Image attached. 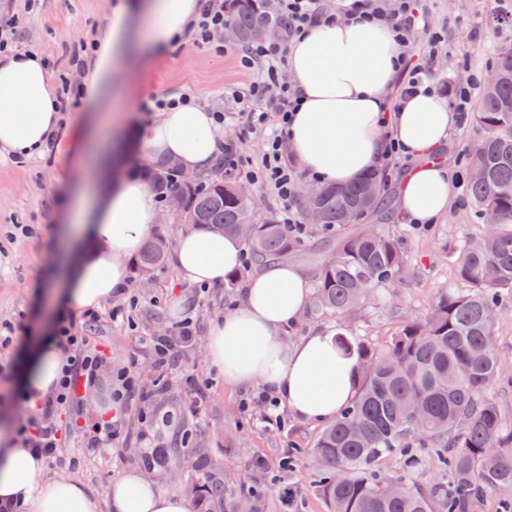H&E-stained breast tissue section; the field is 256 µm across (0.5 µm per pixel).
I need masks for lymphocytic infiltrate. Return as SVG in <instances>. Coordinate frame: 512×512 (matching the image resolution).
<instances>
[{
	"instance_id": "obj_1",
	"label": "lymphocytic infiltrate",
	"mask_w": 512,
	"mask_h": 512,
	"mask_svg": "<svg viewBox=\"0 0 512 512\" xmlns=\"http://www.w3.org/2000/svg\"><path fill=\"white\" fill-rule=\"evenodd\" d=\"M276 8L287 17L288 32L278 41H261L242 50V64L257 69L258 74L246 91L234 94L233 100L242 124L263 140L258 164L244 171L245 177L278 201L281 224L291 237L300 239L307 226L295 201L304 175L284 157L289 118L297 105V89L288 79V53L295 38L340 14L349 19L370 15L393 26L402 47V80L383 118L388 132L403 100L420 88L431 87L433 66L443 47L439 37L431 33L416 0H342L338 14L324 9L321 0H278ZM54 339L66 355L62 376L55 391L18 428L23 447L49 462L60 457L67 438L66 425L77 422V409L96 384L104 359L103 352L91 345L89 336L70 316H62ZM196 341V324L190 315L165 332L140 339L161 371L174 365L179 353L194 347Z\"/></svg>"
}]
</instances>
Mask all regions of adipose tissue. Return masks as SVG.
Instances as JSON below:
<instances>
[{
    "instance_id": "obj_1",
    "label": "adipose tissue",
    "mask_w": 512,
    "mask_h": 512,
    "mask_svg": "<svg viewBox=\"0 0 512 512\" xmlns=\"http://www.w3.org/2000/svg\"><path fill=\"white\" fill-rule=\"evenodd\" d=\"M198 0H117L109 27L93 44L80 94L95 111L111 105L112 75L167 51L199 13ZM401 48L390 25L363 17L310 29L296 41L288 68L300 104L289 143L308 172L326 185L346 186L377 173L386 138L380 122L386 92L400 68ZM61 104L42 55L0 54V151L30 159L57 133ZM459 116L432 91L406 100L394 118L395 137L419 165L403 178L400 205L408 219L435 223L455 198L454 184L435 153ZM224 141L214 112L196 103L161 110L114 132L117 172L106 193L75 182L59 232L65 250L42 286L41 297L64 312L93 310L128 286V261L159 219L154 193L130 170L131 156L163 160L181 169L211 170ZM239 239L189 230L173 247L177 277L190 285H220L240 267ZM312 298L308 275L285 261L258 269L241 304L212 326L206 359L226 384L258 386L295 417L335 418L357 394V363L337 353L332 334L314 330L289 341ZM65 364L52 337L33 335L17 369L22 392L41 400L55 389ZM23 512H97L80 482L47 476L43 460L22 448L11 427L0 430V500ZM109 512H190L185 498L161 491L139 471L111 483Z\"/></svg>"
}]
</instances>
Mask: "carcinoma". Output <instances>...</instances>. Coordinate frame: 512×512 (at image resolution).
<instances>
[{
  "instance_id": "carcinoma-1",
  "label": "carcinoma",
  "mask_w": 512,
  "mask_h": 512,
  "mask_svg": "<svg viewBox=\"0 0 512 512\" xmlns=\"http://www.w3.org/2000/svg\"><path fill=\"white\" fill-rule=\"evenodd\" d=\"M228 24L247 47L262 38L267 26L288 30V19L273 12L272 0H224ZM498 84L485 88L474 121L481 140L468 154L471 168L487 176L469 180L468 195L478 218L491 211L497 224L490 233L469 239L455 250L456 279L464 288L440 293L428 312L408 322L377 355L361 343L336 337V348L359 359L361 371L353 404L317 436L306 456L320 457L315 468L319 492L328 512H471L488 495L500 497L501 512H512V425L505 423L489 395L499 376L494 345L497 308L512 292V46L496 53ZM153 188L165 201L179 198L180 219L193 229L219 227L239 236V225L252 226L243 239L253 257L263 261L288 256L294 242L275 219L259 213L253 196L226 170L180 181L179 168L166 163L150 170ZM372 174L348 186L322 189L315 206L320 224L346 228L355 214L379 207L362 202ZM169 241L158 233L145 244L135 266L149 273L164 260ZM403 240L380 226L338 238L336 248L319 262L314 309L336 317L391 285L406 264ZM440 446L437 457L451 481L421 488L407 472L388 483L376 478L377 463L404 456L411 448ZM202 512L217 504L237 512L238 499L226 492L224 469L211 466L195 487Z\"/></svg>"
}]
</instances>
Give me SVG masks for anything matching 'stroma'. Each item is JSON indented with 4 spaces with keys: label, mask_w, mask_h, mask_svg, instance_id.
<instances>
[{
    "label": "stroma",
    "mask_w": 512,
    "mask_h": 512,
    "mask_svg": "<svg viewBox=\"0 0 512 512\" xmlns=\"http://www.w3.org/2000/svg\"><path fill=\"white\" fill-rule=\"evenodd\" d=\"M111 3L112 0H0V43L12 44L17 51L40 52L54 81L77 85L84 71L72 66V55L107 25ZM419 8L430 27L443 32L448 46L447 54L438 57L433 74L440 95H447L451 86L465 83L472 72L488 73L498 47L512 43V0H419ZM237 49L233 43L219 52L198 45L190 34H183L178 44L149 65L118 77L124 102L112 107L111 116L129 115L143 120L147 117L141 109L143 101L184 93L205 102L212 110L227 109L228 96L245 91L253 79L252 72L240 65ZM85 111L84 102L66 99L62 124L41 157L19 164L14 157L0 154V325H10L13 336L8 348H0V408L9 407L15 422L25 417L27 409L8 400L9 391L15 387L12 375L21 348L46 323V309L38 304L34 293L47 278L57 252L65 211L62 189L75 174L74 152L85 146L77 130ZM399 184V179H389L381 191L392 205L388 218L377 213L366 218L367 223L384 224L389 232L404 237L407 263L398 282L382 289L374 301L341 318L306 309L299 322L290 327L291 337H300L312 328L330 332L338 329L381 354L405 322L423 316L442 290L456 285L453 248L457 242L480 236L483 224L475 218L470 201L457 199L427 232L413 233L398 207ZM15 224L33 225L34 232L28 236L10 235ZM336 239V234L310 226L288 260L309 277H316L319 260L335 246ZM132 299L138 302L132 322L109 318L111 307L126 305ZM240 299L237 290H205L187 285L167 264L147 276L132 271L125 293L99 307L100 319L94 325H86L84 312L74 313L77 328L86 329L97 348L111 357L113 365L133 363L151 399L122 407L130 439L115 440L111 448L90 455L81 447L80 434H73L61 461L48 466V473L80 481L96 502H104L114 478L142 466V448L134 435L146 412L164 417V424L154 429L153 439L170 450L165 469L151 473L150 478L162 491L180 495L191 504L196 501L194 487L203 479L202 472L189 463L195 452L223 463L228 492L242 495L252 486L251 480L245 479L244 470L256 457H263L273 466L291 446L310 447L321 424L290 417L284 407L279 413L287 417L288 426L282 431L264 423L260 416H244L239 404L247 396V389L225 384L223 376L206 361L212 323ZM499 308L495 345L501 365L499 382L491 395L505 421L512 424V296L502 297ZM189 314L196 320L197 345L166 376H158L139 339L163 332ZM190 376L213 382L198 416L188 410L186 379ZM187 429L193 430L194 442L186 448L181 438ZM263 494L265 512H327L318 492V475L300 457L294 468L282 473L279 481L265 488Z\"/></svg>",
    "instance_id": "1"
}]
</instances>
